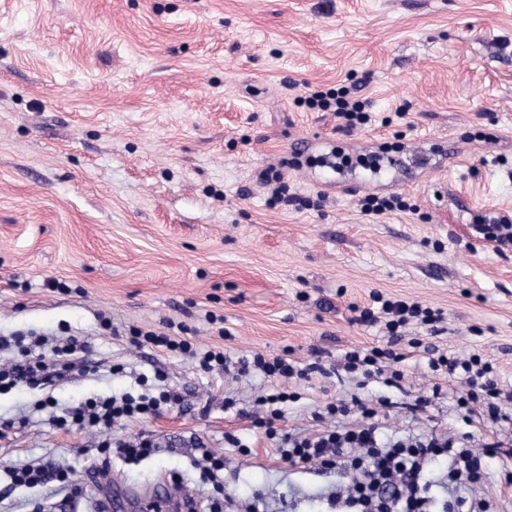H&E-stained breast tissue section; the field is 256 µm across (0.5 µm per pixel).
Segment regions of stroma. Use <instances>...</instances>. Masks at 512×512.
<instances>
[{"mask_svg":"<svg viewBox=\"0 0 512 512\" xmlns=\"http://www.w3.org/2000/svg\"><path fill=\"white\" fill-rule=\"evenodd\" d=\"M329 88L370 122L345 129L307 107ZM371 151L412 167L368 176ZM269 167L303 205L273 203ZM368 195L405 207L369 216ZM497 216L512 218V0H0V336L41 337L48 363L68 337L89 345L86 371L0 393V512H92L106 496L135 512L129 489L198 503L212 491L195 464L205 449L224 460L225 496L325 512L335 474L289 467L250 419L266 379L134 347L133 327L183 325V339L234 361L286 348L320 361L287 382V433H318L326 403L382 395L395 403L378 416L382 438L512 440L464 424L455 381L426 411L408 407L435 382L430 345L480 354L512 383V247L474 230ZM374 290L443 314L439 331L418 329L424 348L397 388L340 368L348 348L384 341L352 320ZM158 368L180 406L100 433L52 425ZM48 396L54 408L35 409ZM141 435L155 455L103 465L99 443ZM24 465L70 470L81 496L12 486L8 470ZM510 468L512 455L486 459L472 488L494 512H512Z\"/></svg>","mask_w":512,"mask_h":512,"instance_id":"35a3bbf8","label":"stroma"}]
</instances>
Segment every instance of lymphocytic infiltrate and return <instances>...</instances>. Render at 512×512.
<instances>
[{"mask_svg":"<svg viewBox=\"0 0 512 512\" xmlns=\"http://www.w3.org/2000/svg\"><path fill=\"white\" fill-rule=\"evenodd\" d=\"M305 102L308 108L336 113L350 125L369 119L363 103L344 91L315 90ZM372 299L373 307L361 310L356 321L380 326L387 340L382 345L346 350L342 368L362 381L381 378L392 385L402 378L400 363L421 346L419 338L407 335V328L439 323L442 313L418 301L390 299L379 293ZM132 342L138 347L146 343L192 356L206 372L227 364L223 350H199L187 340L165 334L149 332L133 337ZM76 350V340H69L61 347L58 360L48 364L33 356L31 348H22L17 360L0 368V389L20 383L32 389L54 385L74 369ZM428 366L436 382L430 394L416 397L414 410L430 406L442 390V380H457L465 390L457 400L464 421L481 418L512 433V389L503 388L489 360L476 353L461 357L432 348ZM240 370H254L269 379L268 390L256 400L254 422L268 436H276V423L282 418L280 407L294 399L293 393L279 388L277 382L297 375V367L288 357L258 354L243 361ZM154 379L148 392L91 398L54 416L53 421L61 428L109 427L122 419L156 416L181 403V394L167 387L165 371H156ZM355 412L360 415L356 421L351 418ZM376 415L375 407L363 403L355 407L342 401L327 404L317 414L325 423L324 429L308 436H285L280 456L292 467L315 466L337 472L342 482L329 497L336 512H490L489 501L466 496L465 489L480 480L483 454L500 450V443H486L479 451L467 435H419L385 443L379 438Z\"/></svg>","mask_w":512,"mask_h":512,"instance_id":"f902f5d3","label":"lymphocytic infiltrate"}]
</instances>
